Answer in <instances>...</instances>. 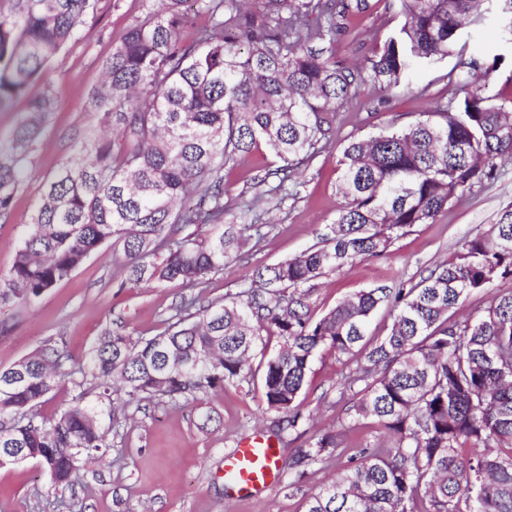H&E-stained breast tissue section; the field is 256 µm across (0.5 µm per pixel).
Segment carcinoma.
Listing matches in <instances>:
<instances>
[{
  "mask_svg": "<svg viewBox=\"0 0 512 512\" xmlns=\"http://www.w3.org/2000/svg\"><path fill=\"white\" fill-rule=\"evenodd\" d=\"M162 2L114 42L104 86L91 95L99 124L120 136L85 133L44 181L14 264L0 276V304L32 302L107 244L122 246V285L157 279L191 294L167 331L133 342L109 330L76 369L51 343L1 367L0 467L16 464L1 449L21 448L53 483L72 485L112 448L102 413L118 427L143 401L187 400L248 383L258 369L267 409L285 415L277 434L296 432L310 420L299 401L307 375L328 350L362 355L343 382L353 424L373 419L392 447L358 448L343 476L308 496L306 512H512V289L478 317L452 319L471 293L512 280V210L416 283L356 291L318 318L310 303L325 274L434 223L494 179L498 161H512V101L485 94L479 81L489 67L461 43L483 25V0H397L400 28L355 65L312 43L331 51L342 35L365 41L351 18L366 0ZM500 2L501 38L512 44V0ZM95 14L96 0H0V110L28 102L0 148V215L28 179L32 146L55 111L39 80ZM454 55L463 96L344 147L345 202L330 235L253 271L233 296L202 304L192 290L262 228L224 222L227 163L263 145L280 165L261 176L277 184L259 199L286 192L361 83L396 88ZM381 307L393 313L390 331L370 337ZM265 334L281 339L273 354ZM66 381L75 391L69 405L42 414V399ZM91 387L106 408L87 401ZM328 448L346 450L340 435L320 433L294 464L322 462Z\"/></svg>",
  "mask_w": 512,
  "mask_h": 512,
  "instance_id": "cac0c4a2",
  "label": "carcinoma"
}]
</instances>
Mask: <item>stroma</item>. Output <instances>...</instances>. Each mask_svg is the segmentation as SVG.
Listing matches in <instances>:
<instances>
[{
    "instance_id": "obj_1",
    "label": "stroma",
    "mask_w": 512,
    "mask_h": 512,
    "mask_svg": "<svg viewBox=\"0 0 512 512\" xmlns=\"http://www.w3.org/2000/svg\"><path fill=\"white\" fill-rule=\"evenodd\" d=\"M139 13L131 0H98L94 29L68 42L49 64L42 85L52 90L56 110L34 146L31 179L19 189L10 212L0 216V275L13 265L42 182L73 154L78 135L97 126L90 95L102 81V63L115 40ZM467 50L491 62L490 89L512 99V47L502 44L495 23L487 22L472 35ZM457 62L452 56L423 67L393 90L365 82L357 99L337 113L334 140L300 170L296 194L284 197L266 215L264 237L249 241L241 256L226 259L223 271L206 282L203 299L234 294L248 271L292 258L329 233L343 203L337 188L344 145L376 135L390 122H410L433 111L438 100L456 91L449 73ZM275 164L261 148L228 169V221L250 220L248 206L260 194L254 179L261 168ZM508 208L512 166L503 167L493 184L450 205L434 223L413 226L381 256L355 261L321 278L311 299L315 314L360 289L419 281L436 264L454 260L466 238L488 233ZM123 260L122 249L102 246L69 281L31 304L0 310V367L56 341L76 366L106 330L121 328L134 341L164 331L181 288L159 280L122 286ZM358 363V357L328 351L315 358L301 397L317 430L339 431L350 406L340 395V384ZM279 418V413L266 411L256 380L227 384L186 403L142 402L132 423L120 431H113L109 418L101 417L112 443L111 460L83 469L72 486L55 488L33 460L0 467V512H58L55 503L60 499L74 503L73 512H304L308 495L349 468L344 455L332 457L326 467H293L298 449L308 445L305 434L291 432L279 440L281 475L276 486L243 501L224 494L225 455L244 439L269 436Z\"/></svg>"
}]
</instances>
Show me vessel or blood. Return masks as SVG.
Instances as JSON below:
<instances>
[{
    "instance_id": "obj_1",
    "label": "vessel or blood",
    "mask_w": 512,
    "mask_h": 512,
    "mask_svg": "<svg viewBox=\"0 0 512 512\" xmlns=\"http://www.w3.org/2000/svg\"><path fill=\"white\" fill-rule=\"evenodd\" d=\"M280 450L261 437L242 441L224 458V484L232 495L246 500L271 488L279 471Z\"/></svg>"
}]
</instances>
